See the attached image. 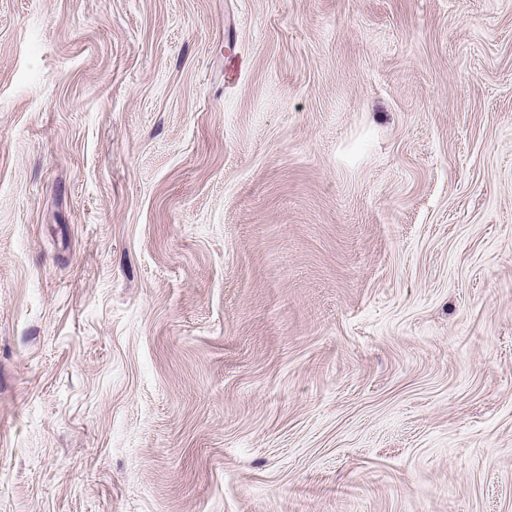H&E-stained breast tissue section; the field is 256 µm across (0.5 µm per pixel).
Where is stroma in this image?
I'll use <instances>...</instances> for the list:
<instances>
[{
    "label": "stroma",
    "mask_w": 512,
    "mask_h": 512,
    "mask_svg": "<svg viewBox=\"0 0 512 512\" xmlns=\"http://www.w3.org/2000/svg\"><path fill=\"white\" fill-rule=\"evenodd\" d=\"M0 512H512V0H0Z\"/></svg>",
    "instance_id": "stroma-1"
}]
</instances>
